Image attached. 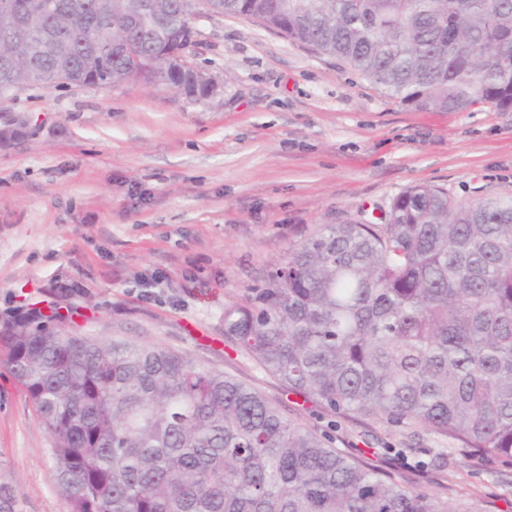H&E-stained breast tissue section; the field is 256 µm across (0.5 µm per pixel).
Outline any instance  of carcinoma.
Segmentation results:
<instances>
[{"label":"carcinoma","mask_w":512,"mask_h":512,"mask_svg":"<svg viewBox=\"0 0 512 512\" xmlns=\"http://www.w3.org/2000/svg\"><path fill=\"white\" fill-rule=\"evenodd\" d=\"M180 0H0V94L55 86L206 89L169 25ZM341 60L405 105L512 110V0H209ZM123 33L132 57L100 51ZM24 120L0 123V146ZM41 311L0 326V350L52 441L72 512H491L411 490L259 391L187 354L79 336ZM224 340L330 413L381 418L512 464V195L459 203L434 185L380 224L315 228L245 298Z\"/></svg>","instance_id":"cac0c4a2"}]
</instances>
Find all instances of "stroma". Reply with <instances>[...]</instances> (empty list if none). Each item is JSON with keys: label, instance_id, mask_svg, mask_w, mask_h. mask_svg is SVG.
Segmentation results:
<instances>
[{"label": "stroma", "instance_id": "stroma-1", "mask_svg": "<svg viewBox=\"0 0 512 512\" xmlns=\"http://www.w3.org/2000/svg\"><path fill=\"white\" fill-rule=\"evenodd\" d=\"M194 30L186 58L216 83L209 98L138 80L0 96V114L27 124L0 148V320L22 304L67 308L80 335L186 353L322 431L330 414L225 347V304L316 225L379 221L413 185L462 203L512 194V112L415 109L242 16L205 14ZM336 419L339 448L426 461L447 449L445 469H396L408 487L512 512V466L383 419ZM0 512H70L51 441L1 361Z\"/></svg>", "mask_w": 512, "mask_h": 512}]
</instances>
